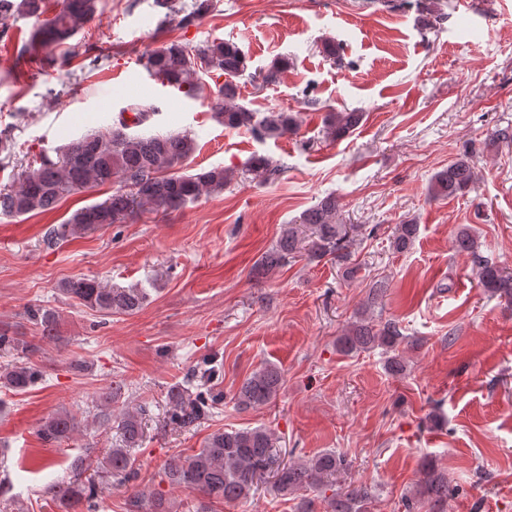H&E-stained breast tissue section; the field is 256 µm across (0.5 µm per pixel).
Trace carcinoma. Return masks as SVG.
<instances>
[{
  "label": "carcinoma",
  "instance_id": "1",
  "mask_svg": "<svg viewBox=\"0 0 512 512\" xmlns=\"http://www.w3.org/2000/svg\"><path fill=\"white\" fill-rule=\"evenodd\" d=\"M99 0H62L50 10L49 0H0V32L6 33V20L24 15L43 18V22L25 43L21 54L39 56L41 51L66 44L98 12ZM213 0H194L192 12L178 21L188 26L197 17L208 13ZM418 11L424 25L440 17L439 0H418ZM143 68L151 75L188 96L203 89V77L212 79L209 87L212 117L229 131L247 130L260 138H278L295 133L301 124L300 113L268 109L260 111L240 103L237 79L247 69V57L241 47L230 40L216 39L196 45L169 40L146 52L141 58ZM290 66L289 58L278 56L261 71L266 84L277 82ZM126 110L132 119L120 118L111 125L92 129L79 139L54 149L55 156L40 153L31 160L20 161L19 171L11 183L0 187V215L21 217L53 210L67 197L97 186L115 185L112 194L75 210L68 219L50 232L56 239L94 231L100 227L125 222L132 213L150 208L169 211L182 208L203 195L221 193L239 174L222 167L202 169L183 174L180 169L197 150V137L192 131L160 133L150 130L156 109L130 104ZM364 122V113L357 110L337 111L330 108L322 118V135L338 140L357 130ZM247 171L266 180L280 172L278 165L264 156H255ZM475 171L470 154L465 152L448 163V167L432 176L428 195L445 199L464 193L474 182ZM299 224L308 234L288 225L276 246L264 253L254 266L256 275L285 266L296 254L305 252L311 262L330 258L352 280L360 266L352 262V249L361 232L358 224H342L339 204L330 194L306 209ZM419 226L412 222L398 224L390 246L397 253L407 251L417 238ZM458 251L472 257L478 285L489 296L512 300V272L498 262L481 255L479 245L468 227L456 236ZM59 291L104 316L133 314L142 308L148 293L140 287L114 288L94 278H74L63 282ZM377 296L367 299L355 320L348 323L336 341V350L349 356L382 349L387 354V367L393 372L406 370L398 348L405 342L401 327L394 321H377L369 316ZM41 327L40 339L52 340L58 326V315L46 308L31 311ZM0 349H36L16 336L0 333ZM40 377L39 371L17 360L0 366V383L8 389L24 391ZM283 385L281 370L265 363L251 373L234 395L239 410L254 409L272 403ZM168 424L175 428L190 425L210 414L223 395L195 394L183 388L169 391ZM121 444L109 448L97 462L100 473L120 483L135 479L133 449L143 441V409L126 406L117 415ZM81 422L62 409L45 418L38 429L41 440L50 445L69 440L80 431ZM277 437L266 427H245L230 431L217 430L206 438L198 452L171 459L163 469L164 479L172 486L189 488L199 494L189 512H212L216 501L233 502L250 497L257 481L266 473L273 474L276 490L285 495L314 490L324 499L326 512H369L371 494L365 486L340 491L329 478L347 466L345 457L326 451L293 464H276ZM73 478L50 489L64 509L74 503H85L87 512H95L96 482L82 479L88 470L86 460L76 457L71 462ZM422 494L427 497L429 512H447L448 497L453 489L448 475L430 463H424Z\"/></svg>",
  "mask_w": 512,
  "mask_h": 512
}]
</instances>
